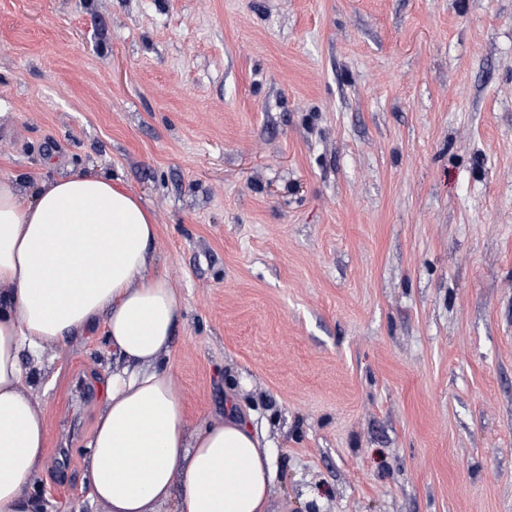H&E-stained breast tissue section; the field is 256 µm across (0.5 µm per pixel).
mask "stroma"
<instances>
[{
	"instance_id": "1",
	"label": "stroma",
	"mask_w": 512,
	"mask_h": 512,
	"mask_svg": "<svg viewBox=\"0 0 512 512\" xmlns=\"http://www.w3.org/2000/svg\"><path fill=\"white\" fill-rule=\"evenodd\" d=\"M89 167L154 214L182 397L264 433L273 512H512V0H0V177ZM20 361L44 512H94L102 330Z\"/></svg>"
}]
</instances>
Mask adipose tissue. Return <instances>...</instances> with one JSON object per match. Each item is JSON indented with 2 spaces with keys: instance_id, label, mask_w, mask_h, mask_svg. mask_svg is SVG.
<instances>
[{
  "instance_id": "1",
  "label": "adipose tissue",
  "mask_w": 512,
  "mask_h": 512,
  "mask_svg": "<svg viewBox=\"0 0 512 512\" xmlns=\"http://www.w3.org/2000/svg\"><path fill=\"white\" fill-rule=\"evenodd\" d=\"M158 226L103 173L70 170L27 197L0 180V512H42L47 431L26 386L37 352L102 324L117 366L85 476L101 512H272V459L235 414L192 425L168 361L182 301L153 273ZM180 495H173L174 484Z\"/></svg>"
}]
</instances>
